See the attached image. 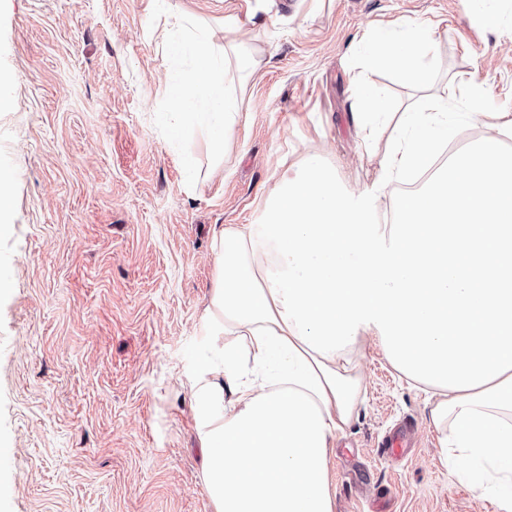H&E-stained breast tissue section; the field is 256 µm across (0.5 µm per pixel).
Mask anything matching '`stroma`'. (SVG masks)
I'll list each match as a JSON object with an SVG mask.
<instances>
[{
    "label": "stroma",
    "instance_id": "1",
    "mask_svg": "<svg viewBox=\"0 0 512 512\" xmlns=\"http://www.w3.org/2000/svg\"><path fill=\"white\" fill-rule=\"evenodd\" d=\"M256 10L259 65L228 75L240 112L223 157L171 135L162 96L189 86L167 36L184 16L224 42ZM424 22L432 93L459 75L512 113V0L495 23L471 0H0V512H213L190 377L209 352L202 315L213 237L257 224L282 172L321 156L345 188L370 187L393 135L355 124L369 26ZM350 427L328 456L334 512H504L446 465L432 392L371 337ZM418 444L378 453L397 423Z\"/></svg>",
    "mask_w": 512,
    "mask_h": 512
}]
</instances>
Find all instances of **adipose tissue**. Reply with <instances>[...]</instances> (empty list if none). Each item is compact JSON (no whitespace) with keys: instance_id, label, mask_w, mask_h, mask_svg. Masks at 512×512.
<instances>
[{"instance_id":"adipose-tissue-1","label":"adipose tissue","mask_w":512,"mask_h":512,"mask_svg":"<svg viewBox=\"0 0 512 512\" xmlns=\"http://www.w3.org/2000/svg\"><path fill=\"white\" fill-rule=\"evenodd\" d=\"M253 15L224 19V43L184 20L170 49L193 63L191 87L168 90L176 130L227 139L238 99L227 48ZM424 26L376 29L367 71L390 67L416 90L433 80ZM455 101L426 95L399 118L370 190L394 196L376 224L316 155L280 178L262 224L215 235L203 313L212 355L191 378L204 488L213 512H333L327 455L349 426L363 335L406 376L432 388V424L458 475L512 512V137L472 79ZM480 138L426 189L394 194L460 125Z\"/></svg>"}]
</instances>
